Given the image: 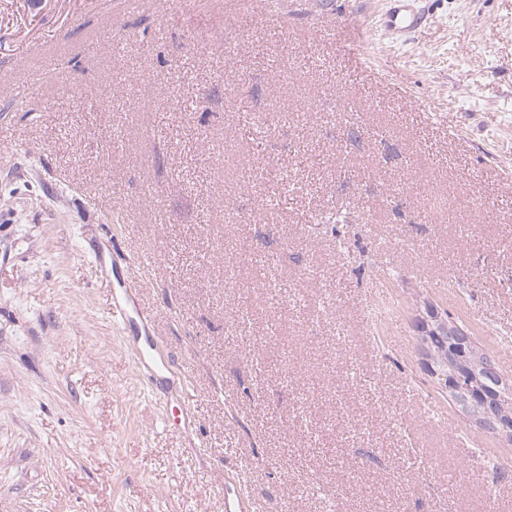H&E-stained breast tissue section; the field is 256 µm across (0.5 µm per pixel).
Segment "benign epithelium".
<instances>
[{
    "label": "benign epithelium",
    "instance_id": "1",
    "mask_svg": "<svg viewBox=\"0 0 512 512\" xmlns=\"http://www.w3.org/2000/svg\"><path fill=\"white\" fill-rule=\"evenodd\" d=\"M423 344L434 339L448 341V356L443 362L424 355V366L441 388L462 397L477 424L485 431L512 441V415L501 410L500 400L490 401L483 389L484 376L499 375L491 356L474 349L473 341L460 325L448 320L437 305L429 303L417 318Z\"/></svg>",
    "mask_w": 512,
    "mask_h": 512
}]
</instances>
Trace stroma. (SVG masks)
Returning a JSON list of instances; mask_svg holds the SVG:
<instances>
[{"label": "stroma", "instance_id": "1", "mask_svg": "<svg viewBox=\"0 0 512 512\" xmlns=\"http://www.w3.org/2000/svg\"><path fill=\"white\" fill-rule=\"evenodd\" d=\"M417 8L0 0V512H512L413 328L512 377V0ZM415 0H387L383 14V30L394 38H400L411 32L421 21L415 10ZM256 510L257 506L251 501L250 496L240 489L236 479L230 481L224 477V511L250 512Z\"/></svg>", "mask_w": 512, "mask_h": 512}]
</instances>
